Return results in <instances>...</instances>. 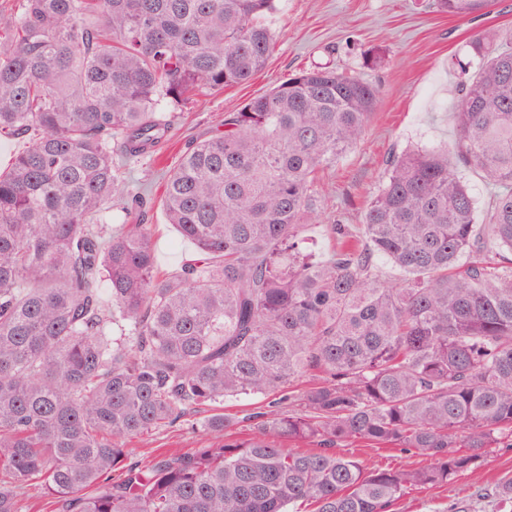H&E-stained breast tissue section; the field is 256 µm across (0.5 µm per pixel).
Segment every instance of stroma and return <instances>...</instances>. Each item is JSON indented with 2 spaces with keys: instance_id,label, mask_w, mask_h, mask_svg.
Wrapping results in <instances>:
<instances>
[{
  "instance_id": "35a3bbf8",
  "label": "stroma",
  "mask_w": 512,
  "mask_h": 512,
  "mask_svg": "<svg viewBox=\"0 0 512 512\" xmlns=\"http://www.w3.org/2000/svg\"><path fill=\"white\" fill-rule=\"evenodd\" d=\"M266 22L275 35L267 63L249 83L226 88L176 108L171 140L151 159L132 165V186L148 184L152 199L145 218L113 208L108 224L120 227L146 221L152 226L155 266L159 274L178 271L197 255L195 245L167 224L161 199L163 172L173 169L186 148L208 138L225 113L237 111L288 75L317 64H330L376 85L380 99L364 141L344 156L324 180L325 205L306 233L317 255L327 256L331 243L326 226L332 214L346 223L362 221L368 197L390 153L419 147L446 146L455 135L452 104L458 93V61L469 59L466 44L480 30L512 28V0H492L485 16L459 19L436 11L433 0H275ZM379 55L377 64L364 61L365 51ZM206 441L202 427L175 425L145 438L127 440L131 460L151 464L157 456L179 455ZM346 455L370 470L414 468L423 457L390 448L349 443ZM512 476V448L488 449L475 471L445 485L414 490L398 501L394 512H450L465 505L478 488L493 487Z\"/></svg>"
}]
</instances>
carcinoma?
I'll list each match as a JSON object with an SVG mask.
<instances>
[{
	"label": "carcinoma",
	"mask_w": 512,
	"mask_h": 512,
	"mask_svg": "<svg viewBox=\"0 0 512 512\" xmlns=\"http://www.w3.org/2000/svg\"><path fill=\"white\" fill-rule=\"evenodd\" d=\"M490 6L435 0L459 18ZM273 9L23 0L3 23L0 131L27 146L0 171V512L34 481L56 512H389L512 447V32L468 42L453 144L389 156L361 227L326 225L327 258L305 235L321 174L380 96L331 66L228 113L168 172L165 220L199 253L180 271L156 274L151 225L102 222L146 208L125 165L168 139L161 106L264 68ZM461 165L493 188L481 217ZM377 256L403 280L385 284ZM270 394L245 440L218 413L196 451L128 461V439ZM354 440L430 464L370 471L338 451ZM492 498L512 512V477Z\"/></svg>",
	"instance_id": "obj_1"
}]
</instances>
